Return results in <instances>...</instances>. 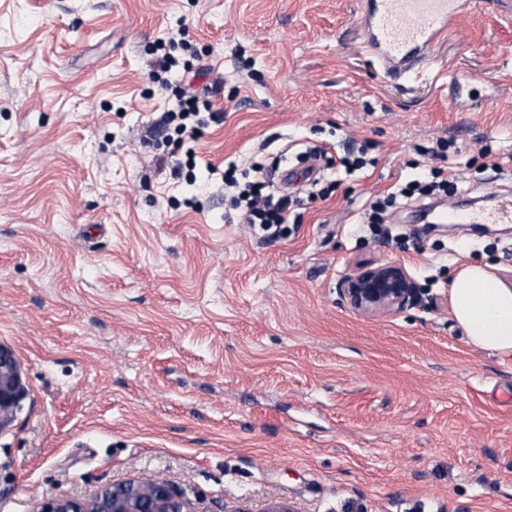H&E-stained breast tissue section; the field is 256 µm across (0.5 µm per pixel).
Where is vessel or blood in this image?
<instances>
[{
    "label": "vessel or blood",
    "mask_w": 512,
    "mask_h": 512,
    "mask_svg": "<svg viewBox=\"0 0 512 512\" xmlns=\"http://www.w3.org/2000/svg\"><path fill=\"white\" fill-rule=\"evenodd\" d=\"M362 37L384 77L403 81L429 69L435 48L478 0H358ZM428 224H511L512 208L481 217L445 205L427 210Z\"/></svg>",
    "instance_id": "1"
}]
</instances>
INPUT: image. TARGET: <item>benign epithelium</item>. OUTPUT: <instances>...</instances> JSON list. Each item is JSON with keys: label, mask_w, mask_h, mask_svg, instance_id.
I'll return each mask as SVG.
<instances>
[{"label": "benign epithelium", "mask_w": 512, "mask_h": 512, "mask_svg": "<svg viewBox=\"0 0 512 512\" xmlns=\"http://www.w3.org/2000/svg\"><path fill=\"white\" fill-rule=\"evenodd\" d=\"M343 303L363 316L397 313L416 305L419 288L397 261L366 264L342 277ZM25 395L21 367L11 349L0 345V430L9 425ZM34 512H190L188 501L162 478L106 487L80 500L60 496L34 504Z\"/></svg>", "instance_id": "1"}]
</instances>
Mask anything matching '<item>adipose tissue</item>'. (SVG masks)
<instances>
[{
    "mask_svg": "<svg viewBox=\"0 0 512 512\" xmlns=\"http://www.w3.org/2000/svg\"><path fill=\"white\" fill-rule=\"evenodd\" d=\"M451 307L470 342L512 354V284L490 264L461 263L451 281Z\"/></svg>",
    "mask_w": 512,
    "mask_h": 512,
    "instance_id": "1",
    "label": "adipose tissue"
}]
</instances>
